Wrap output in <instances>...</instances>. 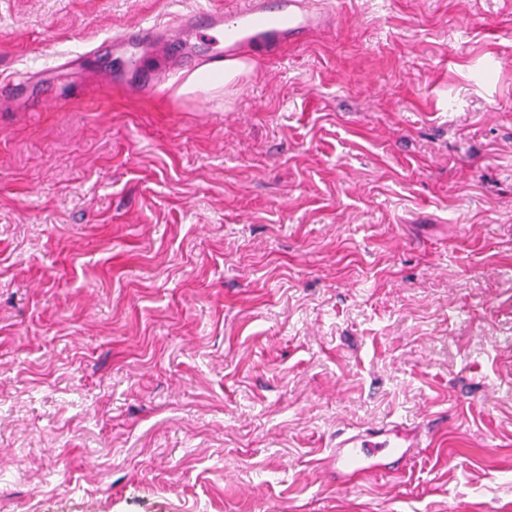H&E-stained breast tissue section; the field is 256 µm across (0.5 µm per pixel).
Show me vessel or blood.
Segmentation results:
<instances>
[{
    "mask_svg": "<svg viewBox=\"0 0 512 512\" xmlns=\"http://www.w3.org/2000/svg\"><path fill=\"white\" fill-rule=\"evenodd\" d=\"M333 9L322 0H237L227 10L204 6L179 13L160 25L143 21L124 28L101 42V49L123 50L153 45L163 35L179 40L180 67L195 68L199 61L221 64L278 56L303 44L315 31L329 28ZM207 39L206 54H199V39ZM420 425L385 421L375 426L337 434L328 453V475L337 484L381 472L405 469L413 448L422 442Z\"/></svg>",
    "mask_w": 512,
    "mask_h": 512,
    "instance_id": "vessel-or-blood-1",
    "label": "vessel or blood"
}]
</instances>
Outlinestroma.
<instances>
[{
	"mask_svg": "<svg viewBox=\"0 0 512 512\" xmlns=\"http://www.w3.org/2000/svg\"><path fill=\"white\" fill-rule=\"evenodd\" d=\"M198 2L0 0V512H512V0H334L217 90L92 51ZM422 437L419 424L403 421L342 431L329 449L328 475L336 485H346L352 477L403 470L411 461L412 448H420Z\"/></svg>",
	"mask_w": 512,
	"mask_h": 512,
	"instance_id": "1",
	"label": "stroma"
}]
</instances>
